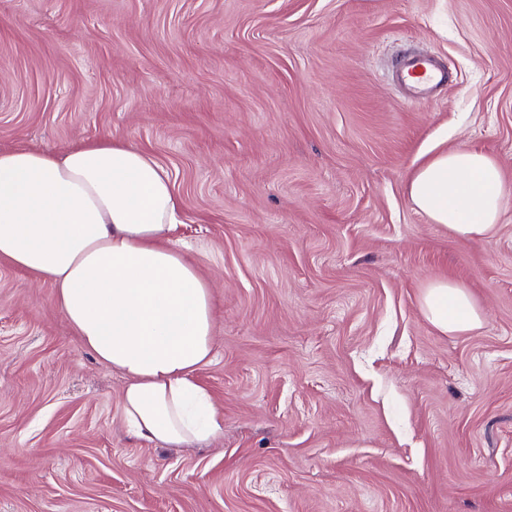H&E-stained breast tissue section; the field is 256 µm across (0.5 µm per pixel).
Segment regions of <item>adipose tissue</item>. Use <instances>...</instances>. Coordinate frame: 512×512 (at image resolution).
I'll use <instances>...</instances> for the list:
<instances>
[{
    "label": "adipose tissue",
    "mask_w": 512,
    "mask_h": 512,
    "mask_svg": "<svg viewBox=\"0 0 512 512\" xmlns=\"http://www.w3.org/2000/svg\"><path fill=\"white\" fill-rule=\"evenodd\" d=\"M407 193L431 223L477 240L499 221L504 184L498 163L466 146L421 164ZM180 211L170 172L124 141L0 151V260L52 284L80 345L123 379L130 433L169 449L223 432L194 378L214 355V307L175 237ZM421 308L444 334L483 324L466 288L448 279L425 287Z\"/></svg>",
    "instance_id": "adipose-tissue-1"
}]
</instances>
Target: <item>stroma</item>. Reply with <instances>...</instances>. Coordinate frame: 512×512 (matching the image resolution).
Listing matches in <instances>:
<instances>
[{
	"mask_svg": "<svg viewBox=\"0 0 512 512\" xmlns=\"http://www.w3.org/2000/svg\"><path fill=\"white\" fill-rule=\"evenodd\" d=\"M409 45L457 76L420 105ZM103 136L171 173L224 432L129 434L122 379L0 261V512H512V197L471 241L407 195L465 145L512 190V0H0V150ZM440 278L481 329L427 321Z\"/></svg>",
	"mask_w": 512,
	"mask_h": 512,
	"instance_id": "1",
	"label": "stroma"
}]
</instances>
